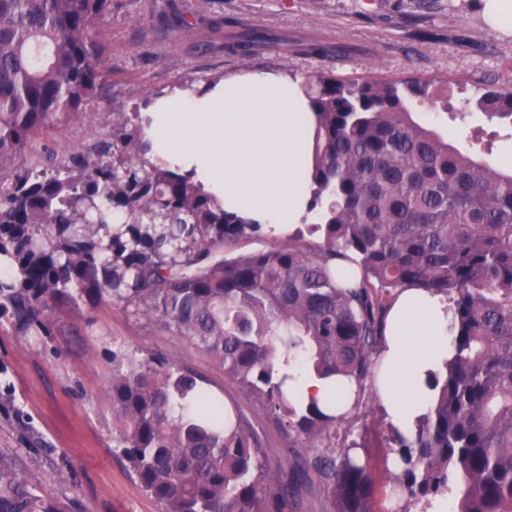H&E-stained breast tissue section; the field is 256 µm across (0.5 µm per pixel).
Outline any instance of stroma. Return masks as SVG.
Listing matches in <instances>:
<instances>
[{"instance_id": "35a3bbf8", "label": "stroma", "mask_w": 512, "mask_h": 512, "mask_svg": "<svg viewBox=\"0 0 512 512\" xmlns=\"http://www.w3.org/2000/svg\"><path fill=\"white\" fill-rule=\"evenodd\" d=\"M484 0H112L103 27L106 87L86 113L45 143L66 152L112 128L116 112H142L147 99L177 88L207 86L251 71L298 81L322 71L342 78L396 79L417 71L448 93L449 112L468 111L486 85L512 81V29L485 15ZM258 32L270 47L231 54L212 30L216 17ZM428 38H419V31ZM317 42L325 56L302 53ZM465 124L418 109L415 120L458 147L492 145L498 165L512 167V131L468 111ZM47 336L0 334V451L36 470L46 492L77 499L84 512H160L128 474L112 447V355H163L196 370L210 388L247 416L264 445L271 475L290 470L284 437L223 368L158 321H137L109 302L59 306ZM385 423L374 382L337 442L367 447L375 481L372 512H396ZM65 459L75 476L60 483L53 462Z\"/></svg>"}]
</instances>
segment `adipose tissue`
Returning a JSON list of instances; mask_svg holds the SVG:
<instances>
[{
    "label": "adipose tissue",
    "mask_w": 512,
    "mask_h": 512,
    "mask_svg": "<svg viewBox=\"0 0 512 512\" xmlns=\"http://www.w3.org/2000/svg\"><path fill=\"white\" fill-rule=\"evenodd\" d=\"M313 130L297 83L268 72L233 76L205 90H174L144 114L151 160L191 177L273 236L313 218L301 170ZM450 324L444 296L407 288L393 305L380 360L389 371L384 407L402 432H412L422 412L408 389L440 371L453 353Z\"/></svg>",
    "instance_id": "obj_1"
}]
</instances>
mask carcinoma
<instances>
[{"mask_svg":"<svg viewBox=\"0 0 512 512\" xmlns=\"http://www.w3.org/2000/svg\"><path fill=\"white\" fill-rule=\"evenodd\" d=\"M112 0H0V327L50 335L58 305L106 300L161 320L208 352L281 430L297 457L273 477L263 443L234 405L186 366L112 353L114 447L160 512H294L316 477L337 512H371L374 479L336 449L349 412L302 409L298 371L357 387L377 376L389 309L404 288L450 302L454 351L426 381L427 413L405 434L387 424L401 512H512V168L478 157L412 113L435 80L339 78L303 86L314 112L311 210L286 242L232 257L262 231L187 176L146 158L124 112L112 137L39 151L105 86L102 24ZM224 48L250 43L224 29ZM512 128V85L475 99ZM319 236L313 244L305 236ZM0 453V512H79Z\"/></svg>","mask_w":512,"mask_h":512,"instance_id":"1","label":"carcinoma"}]
</instances>
